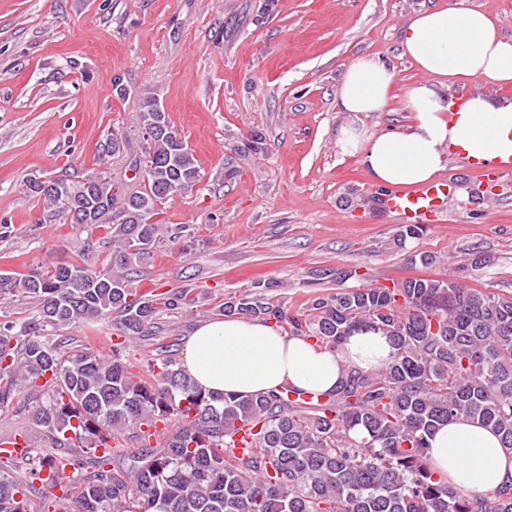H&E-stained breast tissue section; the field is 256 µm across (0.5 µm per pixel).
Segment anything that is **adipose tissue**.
<instances>
[{"label": "adipose tissue", "instance_id": "adipose-tissue-1", "mask_svg": "<svg viewBox=\"0 0 512 512\" xmlns=\"http://www.w3.org/2000/svg\"><path fill=\"white\" fill-rule=\"evenodd\" d=\"M401 55L421 73L408 86L403 104L412 122L404 128L372 131L360 121L384 111L393 97L395 69L373 56L346 66L336 106L351 113L336 135L342 155L353 157L382 188L429 181L444 165L443 151L489 164L512 159V101L476 94L455 102L452 88L469 82L512 84V38L470 0L414 13L404 24ZM395 349L382 332H354L338 349L309 336L286 335L271 322L233 317L198 325L186 338L180 367L203 390L249 395L284 386L328 392L346 366L376 370ZM436 472L455 487L483 493L512 482V453L499 437L460 417L428 438Z\"/></svg>", "mask_w": 512, "mask_h": 512}]
</instances>
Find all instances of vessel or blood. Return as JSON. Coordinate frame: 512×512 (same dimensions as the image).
Masks as SVG:
<instances>
[{
  "mask_svg": "<svg viewBox=\"0 0 512 512\" xmlns=\"http://www.w3.org/2000/svg\"><path fill=\"white\" fill-rule=\"evenodd\" d=\"M448 201L447 184L434 180L413 188H394L384 197L385 207L406 224L434 220Z\"/></svg>",
  "mask_w": 512,
  "mask_h": 512,
  "instance_id": "1",
  "label": "vessel or blood"
}]
</instances>
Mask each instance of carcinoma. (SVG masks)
<instances>
[{
	"instance_id": "carcinoma-1",
	"label": "carcinoma",
	"mask_w": 512,
	"mask_h": 512,
	"mask_svg": "<svg viewBox=\"0 0 512 512\" xmlns=\"http://www.w3.org/2000/svg\"><path fill=\"white\" fill-rule=\"evenodd\" d=\"M139 125L145 145L128 163L135 189L107 170L55 176V191L33 188L32 175L24 181L53 216L101 229L115 245L100 269L70 263L0 275V296L18 292L37 304L35 318L0 324V401L33 396V421L48 438L83 449L43 454L18 445L23 431L11 434V447H0V512H512V484L490 495L457 489L427 459L428 436L458 416L491 429L512 452L511 292L418 277L341 288L302 312L274 301L272 283L224 298L226 317L273 320L332 348L363 328L394 342L385 368H350L331 393H205L166 349L148 377L128 371L120 349L148 336L161 308L196 302L188 288L165 299L132 288L155 243L180 238V228L157 219L160 206L199 181L193 150L157 99L142 102ZM128 150L127 136L114 133L98 159ZM112 314L120 342L110 360L47 340ZM159 422L177 426L161 447L150 432ZM127 431L139 447H121L116 436ZM20 460L29 471L18 481L8 467ZM36 480L46 488L39 509L27 494Z\"/></svg>"
}]
</instances>
